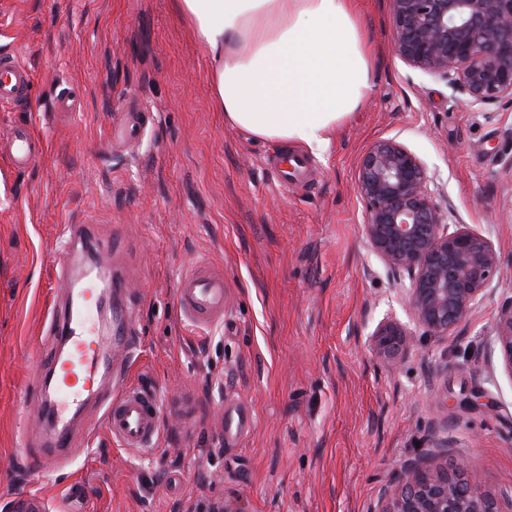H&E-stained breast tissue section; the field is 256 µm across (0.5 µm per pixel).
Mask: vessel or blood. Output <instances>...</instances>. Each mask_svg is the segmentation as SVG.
<instances>
[{
    "label": "vessel or blood",
    "instance_id": "b4317fda",
    "mask_svg": "<svg viewBox=\"0 0 512 512\" xmlns=\"http://www.w3.org/2000/svg\"><path fill=\"white\" fill-rule=\"evenodd\" d=\"M33 83L32 71L14 54L0 55L1 107L28 103ZM151 120V113L140 107L121 113L119 123L133 139ZM44 149L43 138L27 123L12 125L6 141L0 144V152L19 172L33 168ZM90 246L83 225H68L64 244L67 261L57 272L67 299L50 320L53 334L65 349L53 357V389L45 407L53 421V433L50 450L38 461L43 472L54 470L59 456L69 447L74 418L85 398L98 393L112 360L133 358L134 328L123 300V271L105 265L97 276L80 272L75 259L80 249ZM175 300L182 317L195 331L223 324L227 303L223 271L205 261L195 262L179 276ZM104 417L108 432L121 447L152 449L160 431L159 397L143 386L124 385L107 402Z\"/></svg>",
    "mask_w": 512,
    "mask_h": 512
}]
</instances>
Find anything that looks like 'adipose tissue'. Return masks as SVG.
I'll return each instance as SVG.
<instances>
[{
  "mask_svg": "<svg viewBox=\"0 0 512 512\" xmlns=\"http://www.w3.org/2000/svg\"><path fill=\"white\" fill-rule=\"evenodd\" d=\"M215 111L261 141L325 151L373 88L358 0H174Z\"/></svg>",
  "mask_w": 512,
  "mask_h": 512,
  "instance_id": "1",
  "label": "adipose tissue"
}]
</instances>
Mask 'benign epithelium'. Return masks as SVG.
Instances as JSON below:
<instances>
[{
  "label": "benign epithelium",
  "mask_w": 512,
  "mask_h": 512,
  "mask_svg": "<svg viewBox=\"0 0 512 512\" xmlns=\"http://www.w3.org/2000/svg\"><path fill=\"white\" fill-rule=\"evenodd\" d=\"M393 47L409 66L446 82L479 109L512 98V0H389ZM357 190L365 205L362 237L396 283L409 279L406 305L418 327L442 336L483 302L499 272L491 240L449 222L425 163L394 138L374 141L362 154ZM420 338L393 317L369 339L374 355L404 362ZM512 375V301L500 308L490 336ZM397 488L379 512H505L479 491L464 459L453 475L405 461ZM0 512H50L37 500H19Z\"/></svg>",
  "instance_id": "obj_1"
}]
</instances>
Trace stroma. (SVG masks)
<instances>
[{"mask_svg": "<svg viewBox=\"0 0 512 512\" xmlns=\"http://www.w3.org/2000/svg\"><path fill=\"white\" fill-rule=\"evenodd\" d=\"M16 5L0 52L34 74L30 101L0 130L30 123L40 162L0 155V504L37 499L50 512H379L403 461L436 471L467 459L481 493L512 492V376L488 337L512 300V100L483 109L394 52L388 0H360L375 56L374 87L329 148L313 152L225 127L212 109L209 63L172 0H0ZM79 92L61 112V91ZM154 116L128 148L108 147L130 94ZM380 138L411 149L434 175L453 219L488 237L500 258L469 319L424 337L397 367L369 338L385 317L412 325L382 261L365 244L357 166ZM303 157L282 184L269 158ZM92 223L118 244L124 295L141 348L132 382L160 395L153 450L123 449L98 401L75 422L58 468L34 479L44 447L47 330L65 299L55 280L64 227ZM222 267L224 325L198 335L179 315L177 279L195 260ZM469 405H462V398ZM250 413L244 433L226 413Z\"/></svg>", "mask_w": 512, "mask_h": 512, "instance_id": "1", "label": "stroma"}]
</instances>
